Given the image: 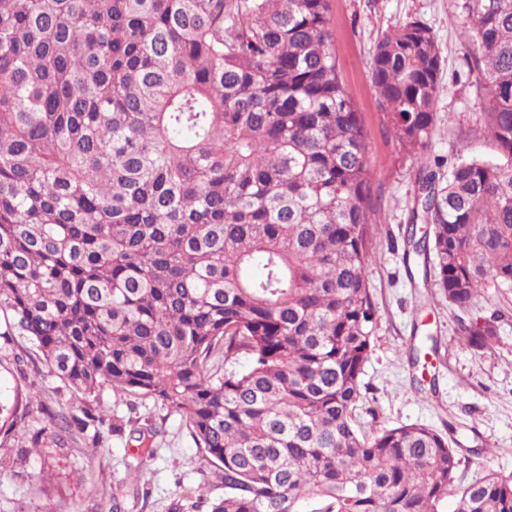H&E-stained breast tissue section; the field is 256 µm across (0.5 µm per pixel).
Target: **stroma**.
I'll use <instances>...</instances> for the list:
<instances>
[{
	"label": "stroma",
	"instance_id": "stroma-1",
	"mask_svg": "<svg viewBox=\"0 0 512 512\" xmlns=\"http://www.w3.org/2000/svg\"><path fill=\"white\" fill-rule=\"evenodd\" d=\"M338 67L368 132L376 196L374 258L366 270L377 308L372 351L364 368L363 398L353 412L359 431L421 423L455 439L459 474L469 482L494 471L512 475V287L488 284L477 305L449 304L435 287L411 279L404 264L406 228L420 171L447 174L464 160H492L497 147L481 99L471 85L468 59L477 51L457 0H331ZM409 20L427 24L442 51L441 91L429 145L411 155L398 145L377 105L369 61L377 41ZM498 318V340L475 351L459 345L461 324ZM436 342L427 369L414 368L411 346ZM425 377L417 390V377ZM34 391L30 428L48 414L72 415L78 400L21 336L0 347V391ZM98 399L125 421L116 436L98 441L74 434L64 446L47 443L42 460L28 442L0 444V512H208L223 496L221 469L197 448L174 409L131 393L100 390ZM149 439L154 456L137 451Z\"/></svg>",
	"mask_w": 512,
	"mask_h": 512
}]
</instances>
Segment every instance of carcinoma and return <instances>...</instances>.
Listing matches in <instances>:
<instances>
[{
  "instance_id": "carcinoma-1",
  "label": "carcinoma",
  "mask_w": 512,
  "mask_h": 512,
  "mask_svg": "<svg viewBox=\"0 0 512 512\" xmlns=\"http://www.w3.org/2000/svg\"><path fill=\"white\" fill-rule=\"evenodd\" d=\"M499 156L419 176L424 279L459 308L512 285V0H462ZM330 0H0V316L82 398L174 408L223 471L209 512H512V476L458 484L421 424L361 434L377 310L368 133L340 76ZM441 52L411 20L371 82L424 149ZM493 318L460 326L492 347ZM247 359L241 364V359ZM219 362L215 370L207 368ZM82 429L106 410L80 408ZM19 395L0 434L33 448Z\"/></svg>"
}]
</instances>
